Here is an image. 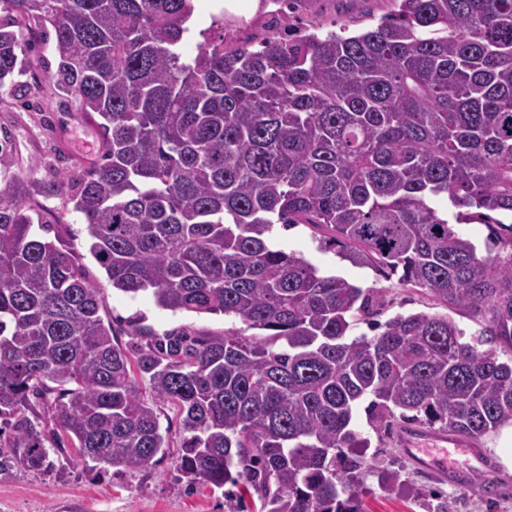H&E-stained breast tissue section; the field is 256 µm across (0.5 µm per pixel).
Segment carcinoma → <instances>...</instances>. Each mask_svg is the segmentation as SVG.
<instances>
[{
  "label": "carcinoma",
  "instance_id": "obj_1",
  "mask_svg": "<svg viewBox=\"0 0 512 512\" xmlns=\"http://www.w3.org/2000/svg\"><path fill=\"white\" fill-rule=\"evenodd\" d=\"M373 28L183 57L191 0H0V88L27 82L22 24L52 27L57 94L100 133L73 208L112 288L266 337L172 331L128 353L99 287L26 199L0 136V457L49 451L145 468L182 416L190 483L256 493L261 512H362L353 413L476 440L512 421V0H395ZM445 198L455 222L434 205ZM491 228L487 255L457 229ZM423 288L449 315L398 314L349 339L379 296L274 249V225ZM284 344L277 345L278 341ZM509 355L504 361L499 352Z\"/></svg>",
  "mask_w": 512,
  "mask_h": 512
}]
</instances>
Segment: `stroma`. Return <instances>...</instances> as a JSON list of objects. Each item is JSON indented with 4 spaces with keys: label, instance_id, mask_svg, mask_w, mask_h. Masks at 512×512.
<instances>
[{
    "label": "stroma",
    "instance_id": "1",
    "mask_svg": "<svg viewBox=\"0 0 512 512\" xmlns=\"http://www.w3.org/2000/svg\"><path fill=\"white\" fill-rule=\"evenodd\" d=\"M394 8V0H311L296 9L290 21L301 28H317L322 35L340 29L354 34L376 26ZM279 10L274 2L247 22L221 16L208 19L191 26L181 50L185 56H194L200 43L220 35L228 40H259ZM31 44L38 55L33 63L35 75L28 80L23 100L0 97V134L8 133L13 141V172L41 183L62 175L75 182L98 158L99 135L74 102L55 93L50 78L56 67L52 41L37 31ZM29 204L51 223L47 239H59L72 249L89 279L98 285L103 314L111 320L123 347L143 344V337L135 332L139 326L158 338L175 329L205 337L244 331V324L231 316L174 313L158 308L151 294L132 296L112 289L89 252L82 216L68 196L36 193ZM323 236L322 230L305 224L289 229L278 224L268 240L274 247L303 256L322 271L342 276L363 289H376L382 298L376 309L377 322L400 313L439 312V305L422 289L399 285L372 268L324 249ZM154 409L169 441L165 456L154 465L139 470L103 464L89 467L71 452L65 456L50 454L47 469L27 471L5 459L0 461V512H261L256 494L228 485L216 488L189 483L179 470L184 436L179 412L169 403H155ZM353 427L358 439L368 443L364 454L369 467L360 478L363 512H512V470L495 452L500 430L488 432L475 445L494 466L495 480L506 486L503 494L472 486L471 463L462 455L456 456V470L449 475L421 468L400 441V424L371 427L365 408L357 409Z\"/></svg>",
    "mask_w": 512,
    "mask_h": 512
}]
</instances>
